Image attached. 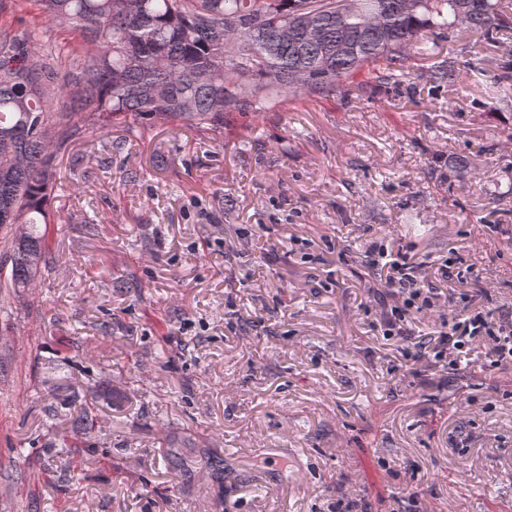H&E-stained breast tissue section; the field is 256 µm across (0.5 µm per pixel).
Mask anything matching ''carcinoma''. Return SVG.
<instances>
[{
	"mask_svg": "<svg viewBox=\"0 0 512 512\" xmlns=\"http://www.w3.org/2000/svg\"><path fill=\"white\" fill-rule=\"evenodd\" d=\"M40 14L67 26L76 46L90 51L64 85L37 48L36 30L19 37L0 26V229L5 237L6 287H35L51 250L47 202L58 154L86 124L113 121L180 123L224 132L231 116L275 112L287 97L331 100L351 95L362 73L397 88L410 75L408 50L423 33L465 26L487 39L512 29V0H26ZM438 85L455 80L452 61L433 66ZM58 96L70 111H52ZM71 433L95 440L96 414L81 404ZM60 467L85 470L91 458L57 439ZM184 473L196 466L224 481V460L189 439L159 449Z\"/></svg>",
	"mask_w": 512,
	"mask_h": 512,
	"instance_id": "1",
	"label": "carcinoma"
}]
</instances>
